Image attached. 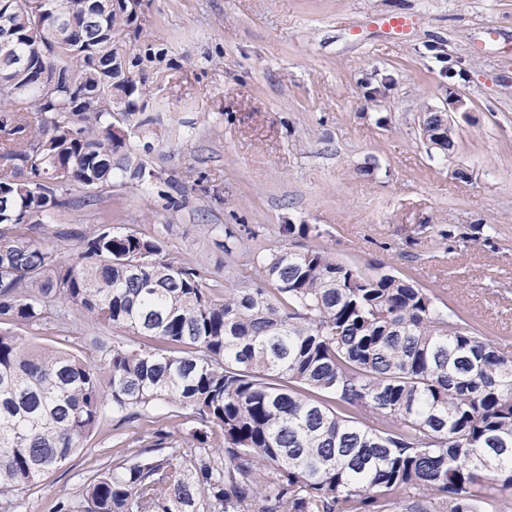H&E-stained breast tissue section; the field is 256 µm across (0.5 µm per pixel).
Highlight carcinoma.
<instances>
[{
  "label": "carcinoma",
  "mask_w": 512,
  "mask_h": 512,
  "mask_svg": "<svg viewBox=\"0 0 512 512\" xmlns=\"http://www.w3.org/2000/svg\"><path fill=\"white\" fill-rule=\"evenodd\" d=\"M10 10L0 58V324L53 323L62 349L0 329V499L66 465L107 411L170 408L195 426L146 433L53 512H509L512 357L430 290L321 250L247 254L248 281L208 282L162 241H39L67 191L151 179L128 137L150 132L164 49L112 35L138 19L55 26ZM59 71L43 96L12 66ZM139 79H123V71ZM120 96L124 111L95 97ZM123 333L89 343L72 324Z\"/></svg>",
  "instance_id": "carcinoma-1"
}]
</instances>
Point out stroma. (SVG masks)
Returning a JSON list of instances; mask_svg holds the SVG:
<instances>
[{
    "label": "stroma",
    "instance_id": "stroma-1",
    "mask_svg": "<svg viewBox=\"0 0 512 512\" xmlns=\"http://www.w3.org/2000/svg\"><path fill=\"white\" fill-rule=\"evenodd\" d=\"M394 12L415 17L405 37L381 23ZM138 39L167 49L148 91L171 134L130 139L158 178L70 202L60 228L108 209L232 281L251 273L245 251L323 250L420 283L512 355V0H143ZM457 97L453 149L431 147L424 113ZM154 428L189 430L161 406L107 414L15 512H50Z\"/></svg>",
    "mask_w": 512,
    "mask_h": 512
}]
</instances>
